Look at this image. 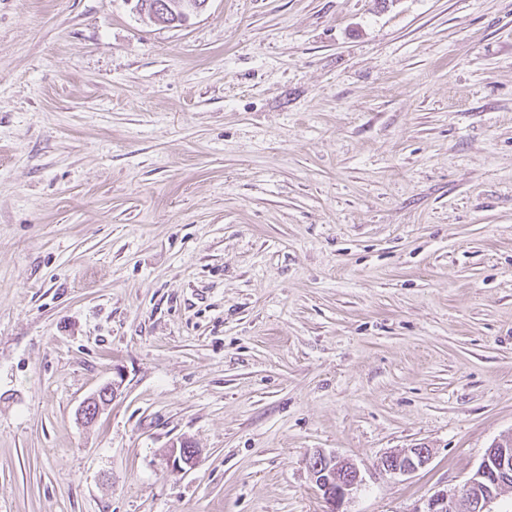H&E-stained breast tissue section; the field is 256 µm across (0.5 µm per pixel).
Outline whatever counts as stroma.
<instances>
[{"label": "stroma", "instance_id": "obj_1", "mask_svg": "<svg viewBox=\"0 0 512 512\" xmlns=\"http://www.w3.org/2000/svg\"><path fill=\"white\" fill-rule=\"evenodd\" d=\"M507 435L512 0H0V512H414ZM170 0H139L136 11L146 18L149 17L153 22L161 21L158 17L173 19L167 21L168 25H183L188 23L192 16L205 6L198 5V0H180L178 4L170 3ZM197 1V2H196ZM175 8V9H174ZM117 392L116 383L101 386L85 398L78 407V415L85 421H94L107 407ZM431 456L430 448H407L384 455L380 467L391 475L408 476L425 467ZM306 464L313 482L328 505L326 512H346L342 510L343 505L363 482L355 463L336 454L316 451L308 456Z\"/></svg>", "mask_w": 512, "mask_h": 512}]
</instances>
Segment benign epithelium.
<instances>
[{
  "mask_svg": "<svg viewBox=\"0 0 512 512\" xmlns=\"http://www.w3.org/2000/svg\"><path fill=\"white\" fill-rule=\"evenodd\" d=\"M202 6L196 0H180L174 4L169 0H138L136 11L152 21L164 17L170 24H186L198 14ZM117 392L116 384L101 386L85 398L78 407V415L85 421H93L107 407ZM429 448H407L389 453L381 458L380 467L391 475L408 476L425 467L431 460ZM198 450L181 442L173 446L172 465L193 466ZM309 473L322 493L328 510L344 512L343 505L359 489L363 479L358 467L351 460L316 451L306 460ZM512 483V448H500L493 444L482 458L478 468L453 492L437 491L426 499L424 507L415 512H496L494 504L500 489Z\"/></svg>",
  "mask_w": 512,
  "mask_h": 512,
  "instance_id": "obj_1",
  "label": "benign epithelium"
}]
</instances>
